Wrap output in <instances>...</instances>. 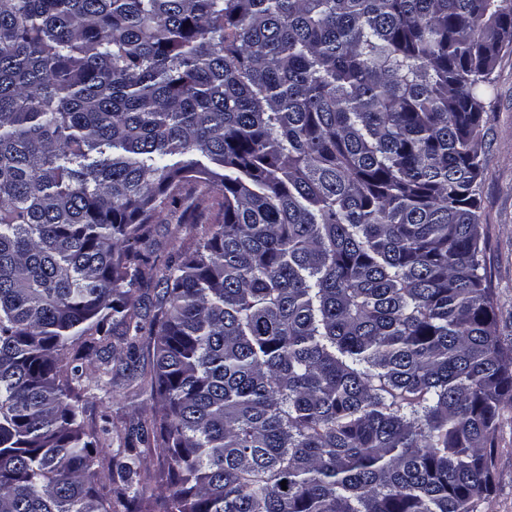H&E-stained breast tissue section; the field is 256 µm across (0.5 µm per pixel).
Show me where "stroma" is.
Listing matches in <instances>:
<instances>
[{"instance_id":"stroma-1","label":"stroma","mask_w":512,"mask_h":512,"mask_svg":"<svg viewBox=\"0 0 512 512\" xmlns=\"http://www.w3.org/2000/svg\"><path fill=\"white\" fill-rule=\"evenodd\" d=\"M486 111L481 133L482 173L479 187L482 262L497 299L498 335L512 346V53L503 54L484 95ZM113 357L129 358L126 371L114 376L86 407L87 425L111 431L105 457L119 449L138 447L136 427L148 420L151 400L138 380L152 368V350L141 342L129 356L117 337H110ZM494 486L482 512H512V410L506 411L495 432Z\"/></svg>"}]
</instances>
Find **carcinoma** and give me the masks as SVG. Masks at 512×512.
<instances>
[{
  "label": "carcinoma",
  "instance_id": "carcinoma-1",
  "mask_svg": "<svg viewBox=\"0 0 512 512\" xmlns=\"http://www.w3.org/2000/svg\"><path fill=\"white\" fill-rule=\"evenodd\" d=\"M505 52L512 0H0V512H480L512 407L479 231ZM203 193L146 321L129 245ZM145 334L155 500L138 453L95 484L84 421L126 370L86 385L90 351ZM168 461L165 454L152 451L144 454L141 476L146 483L147 496L168 495Z\"/></svg>",
  "mask_w": 512,
  "mask_h": 512
}]
</instances>
